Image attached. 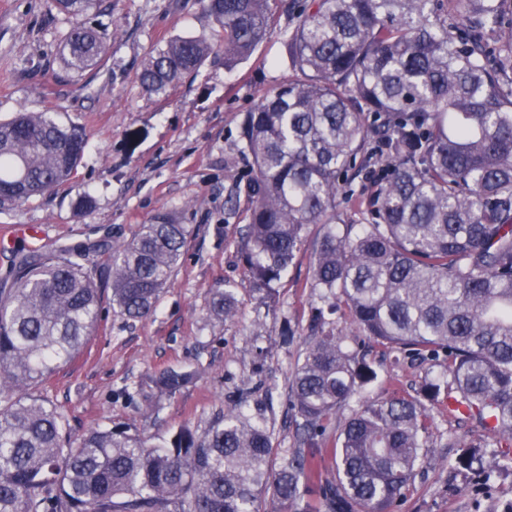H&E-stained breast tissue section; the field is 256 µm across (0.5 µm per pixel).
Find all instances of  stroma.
Segmentation results:
<instances>
[{"mask_svg": "<svg viewBox=\"0 0 512 512\" xmlns=\"http://www.w3.org/2000/svg\"><path fill=\"white\" fill-rule=\"evenodd\" d=\"M269 8V34L250 57L230 70L223 56L210 57L175 90L156 95L137 79L149 54L170 39L209 37L218 29L203 0H106L86 18L106 42L104 62L80 76L56 56L74 18L52 9L50 0H0V122L20 111H48L87 134L72 178L49 195L0 206V226L38 224L49 241L71 246L130 239L159 212L192 229L155 315L132 321L104 307L79 354L36 387L76 432L133 421L153 444L166 430L206 419L216 406L234 407L248 388L251 404L273 412L274 463L295 444L285 397L320 305L309 286L313 246L304 244L271 297L256 289L240 254L248 201L239 185L248 161L239 151L238 124L296 76L288 60L296 19L281 0H269ZM217 288L233 293V319L212 317ZM366 359L378 379L337 415L331 435L363 404L396 390L416 394L445 372L441 363L419 364L373 342ZM167 367L192 368L198 377L163 401L156 418L140 420L134 383ZM429 412L432 447L402 512H512V471L452 467L465 447L492 462L504 453L499 441L449 414L446 398Z\"/></svg>", "mask_w": 512, "mask_h": 512, "instance_id": "1", "label": "stroma"}]
</instances>
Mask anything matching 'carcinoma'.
I'll list each match as a JSON object with an SVG mask.
<instances>
[{
  "label": "carcinoma",
  "instance_id": "1",
  "mask_svg": "<svg viewBox=\"0 0 512 512\" xmlns=\"http://www.w3.org/2000/svg\"><path fill=\"white\" fill-rule=\"evenodd\" d=\"M101 0H53L74 18ZM215 38L179 37L152 51L138 73L166 95L210 56L224 67L269 32V0H208ZM106 44L77 26L58 47L74 74L101 66ZM288 59L301 77L244 113L250 160L241 240L248 274L272 291L310 227V287L342 303L360 334L448 376L420 397L372 402L329 438L336 414L377 378L350 346L311 325L289 381L300 419L297 447L271 466L273 432L245 408H219L153 446L135 424L73 435L49 400L30 393L69 362L96 328L102 298L127 319L156 312L190 229L166 212L131 239L18 252L0 288V512H400L428 442L421 398L446 394L457 419L512 445V0H310L297 11ZM85 147L80 127L50 112L0 122V205L65 183ZM378 169L371 218L349 224L337 198L370 160ZM212 314L231 319L232 292ZM196 379L187 368L142 378L135 394L150 419ZM338 478L321 476L325 457Z\"/></svg>",
  "mask_w": 512,
  "mask_h": 512
}]
</instances>
